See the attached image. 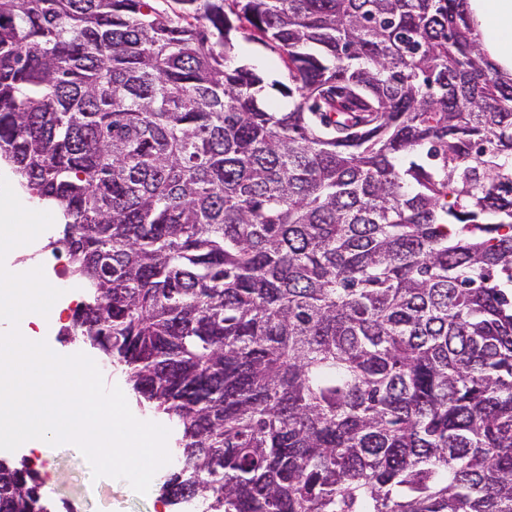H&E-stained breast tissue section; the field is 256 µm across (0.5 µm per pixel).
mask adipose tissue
<instances>
[{"label":"adipose tissue","instance_id":"ef3b65f1","mask_svg":"<svg viewBox=\"0 0 512 512\" xmlns=\"http://www.w3.org/2000/svg\"><path fill=\"white\" fill-rule=\"evenodd\" d=\"M484 51L512 73V0H469Z\"/></svg>","mask_w":512,"mask_h":512}]
</instances>
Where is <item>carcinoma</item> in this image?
<instances>
[{"instance_id":"carcinoma-1","label":"carcinoma","mask_w":512,"mask_h":512,"mask_svg":"<svg viewBox=\"0 0 512 512\" xmlns=\"http://www.w3.org/2000/svg\"><path fill=\"white\" fill-rule=\"evenodd\" d=\"M282 51L288 110L231 57ZM0 161L170 503L512 512V74L468 0H0ZM0 459V512H50ZM0 174L4 175L9 180V182L11 183L18 198L20 199V201L22 202V204L25 207L32 209V210L48 211L54 217V224L52 225V227H50L49 229L44 231V237L32 242L28 246V248L22 253L23 255H25V263L18 264L15 261V257L21 255L18 252H15L14 255H13V253H9L7 255V257L5 259V265H9L11 267L10 263L13 261L12 262L13 265H19L16 267L33 264V265L41 266L42 268L52 269L53 265L56 263V261L54 260L51 251L42 249V246L45 242L46 237L49 236L50 234H53L56 231V229L59 227L58 224H60L59 223L60 220H59L58 213L54 209L38 203L36 200L29 199L27 197V195H25L23 192H21V190L18 188L13 176L11 175L10 171L6 167H4L3 164H1Z\"/></svg>"}]
</instances>
